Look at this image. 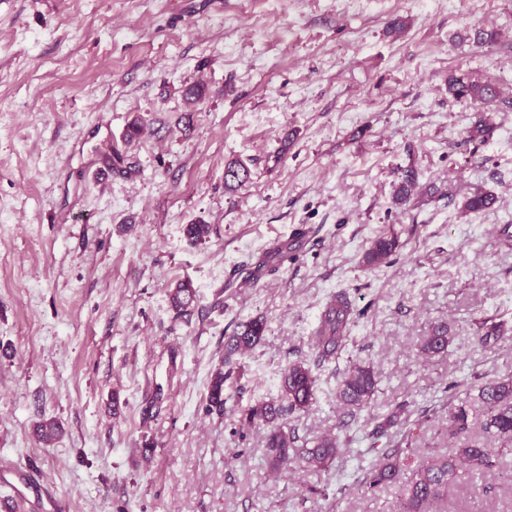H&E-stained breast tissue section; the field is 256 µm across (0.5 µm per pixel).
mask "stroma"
Segmentation results:
<instances>
[{"label": "stroma", "mask_w": 512, "mask_h": 512, "mask_svg": "<svg viewBox=\"0 0 512 512\" xmlns=\"http://www.w3.org/2000/svg\"><path fill=\"white\" fill-rule=\"evenodd\" d=\"M452 75L499 87L487 142L469 140L481 106L449 94ZM114 148L123 162L99 177ZM234 160L251 178L229 190ZM478 190L494 207L463 211ZM193 223L205 241L186 239ZM507 224L512 0H0V512H395L393 491L361 487L382 449L409 431L413 455L447 450L457 390L512 375V337L473 341L512 326ZM390 231L392 263L367 267ZM183 279L188 319L170 299ZM341 293L355 314L324 362L309 337ZM254 317L264 338L208 413L224 338ZM437 322L448 350L422 359ZM295 361L318 385L289 427L342 449L275 473L243 412ZM356 362L378 374L359 409L337 399ZM402 402L399 432L372 437ZM492 485L477 507L459 479L440 512H512V486ZM171 299L178 316H190L196 300V291L189 281H181L174 288Z\"/></svg>", "instance_id": "1"}]
</instances>
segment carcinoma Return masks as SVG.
<instances>
[{
    "label": "carcinoma",
    "instance_id": "1",
    "mask_svg": "<svg viewBox=\"0 0 512 512\" xmlns=\"http://www.w3.org/2000/svg\"><path fill=\"white\" fill-rule=\"evenodd\" d=\"M448 91L458 99H471L485 105L499 98V90L492 84H479L453 77L448 81ZM493 134V127L482 112L473 114L469 139L484 142ZM250 169L234 161L225 166L224 186L236 189L250 180ZM416 179L408 171L402 177L396 201L406 204L410 201ZM495 198L486 192H477L465 198L462 208L467 212L479 213L493 207ZM211 232L208 224H188L185 235L192 244L205 240ZM398 248L395 235H381L375 238L364 254V262L374 268L391 262ZM172 305L181 317L192 313L196 291L187 280L179 282L172 294ZM353 315L347 295L336 296L324 311L318 326L309 336L310 344L326 360L336 353L344 332ZM265 332V321L259 317L241 321L233 334L224 342L222 367L213 374L207 395L210 412H224V382L233 372V358L251 352L261 343ZM512 335V327L499 322L480 330L476 341L486 345L492 340ZM449 343L448 325L438 323L432 326L421 342V353L426 358L447 351ZM377 386L376 373L366 365H354L344 374L338 387V397L345 407H362L372 398ZM317 377L302 362L292 363L284 370L281 394L276 400L261 401L251 406L246 413L245 423L249 426L262 425L265 433L267 461L273 470L281 472L295 468L326 469L340 453L338 436L324 434L312 443H299L296 434L288 430L287 417L294 412L309 410L315 402ZM406 405L402 404L376 424L374 434L383 436L401 422ZM448 440L457 444L446 454H433L420 461L412 469L410 479L401 484L400 473L409 461L406 448H387L381 452L379 462L369 471L365 484L369 489H387L399 486V512H437L438 504L448 499V488L462 474L487 478L494 474L502 455V449L512 447V375L485 380L477 387V394L464 398L448 407L444 419ZM479 432L486 440L501 444L499 448H486L484 443L473 439V432Z\"/></svg>",
    "mask_w": 512,
    "mask_h": 512
}]
</instances>
